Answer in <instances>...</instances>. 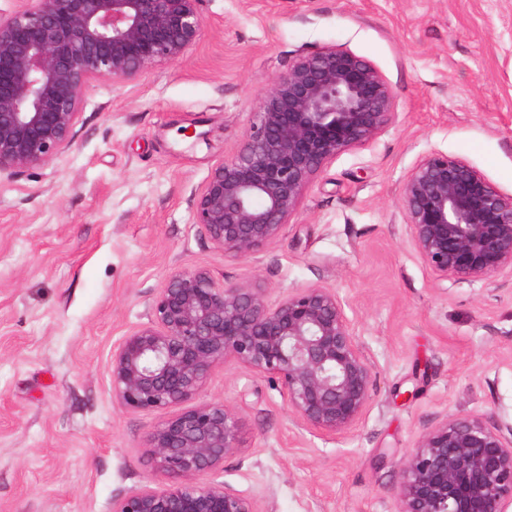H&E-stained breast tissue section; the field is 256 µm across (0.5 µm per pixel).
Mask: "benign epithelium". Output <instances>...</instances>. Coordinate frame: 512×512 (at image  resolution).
Wrapping results in <instances>:
<instances>
[{"mask_svg":"<svg viewBox=\"0 0 512 512\" xmlns=\"http://www.w3.org/2000/svg\"><path fill=\"white\" fill-rule=\"evenodd\" d=\"M0 21V171L47 164L72 143L86 88L125 83L182 59L200 40L202 0H32ZM394 120L383 74L336 46L299 56L256 101L240 148L219 159L193 204V223L224 255L274 244L314 176L366 146ZM401 201L411 242L443 280L512 276V195L466 160L430 152L406 176ZM152 319L112 352V394L136 412L173 410L150 433L155 470L172 479L116 501L113 512H260L255 498L205 483L239 450L241 423L200 400L212 369L233 363L280 387L301 424L351 428L371 398L372 368L333 288L265 289L176 270ZM398 512H507L512 425L452 415L400 461Z\"/></svg>","mask_w":512,"mask_h":512,"instance_id":"7a95c632","label":"benign epithelium"}]
</instances>
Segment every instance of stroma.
I'll list each match as a JSON object with an SVG mask.
<instances>
[{"instance_id": "stroma-1", "label": "stroma", "mask_w": 512, "mask_h": 512, "mask_svg": "<svg viewBox=\"0 0 512 512\" xmlns=\"http://www.w3.org/2000/svg\"><path fill=\"white\" fill-rule=\"evenodd\" d=\"M181 60L84 92L71 146L0 173V512H112L167 484L147 453L165 413L112 394V351L169 274L205 268L269 300L336 290L373 367L351 429H304L275 381L216 366L202 400L233 407L241 447L209 473L260 512H397L398 462L450 415L512 425V277L439 279L401 206L430 152L512 194V0H203ZM344 47L388 81L396 117L312 179L281 237L226 257L194 224L215 162L300 56Z\"/></svg>"}]
</instances>
